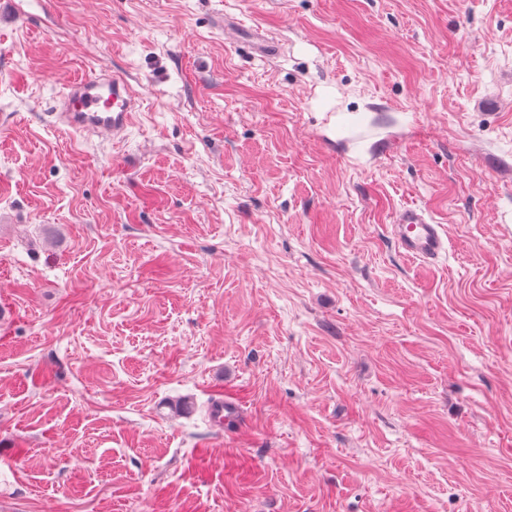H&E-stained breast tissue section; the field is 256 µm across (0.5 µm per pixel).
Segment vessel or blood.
Here are the masks:
<instances>
[{
	"mask_svg": "<svg viewBox=\"0 0 512 512\" xmlns=\"http://www.w3.org/2000/svg\"><path fill=\"white\" fill-rule=\"evenodd\" d=\"M138 101L130 84L106 72L70 81L56 99L52 114L56 126L106 139H119L133 125ZM396 247L404 255L426 262L438 260L448 250L441 225L432 223L418 208L403 210L392 226ZM241 406L223 395L209 404L215 426L238 418Z\"/></svg>",
	"mask_w": 512,
	"mask_h": 512,
	"instance_id": "obj_1",
	"label": "vessel or blood"
}]
</instances>
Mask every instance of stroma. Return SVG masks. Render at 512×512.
Returning a JSON list of instances; mask_svg holds the SVG:
<instances>
[{"label":"stroma","instance_id":"1","mask_svg":"<svg viewBox=\"0 0 512 512\" xmlns=\"http://www.w3.org/2000/svg\"><path fill=\"white\" fill-rule=\"evenodd\" d=\"M0 512H512V0H0ZM54 109L56 126L115 141L133 125L138 101L124 78L103 72L70 81ZM391 227L396 247L406 256L435 262L448 251L442 226L433 224L421 209L403 210ZM240 415V404L234 400H224L222 390L209 403V419L219 428H223L224 421L237 419Z\"/></svg>","mask_w":512,"mask_h":512}]
</instances>
